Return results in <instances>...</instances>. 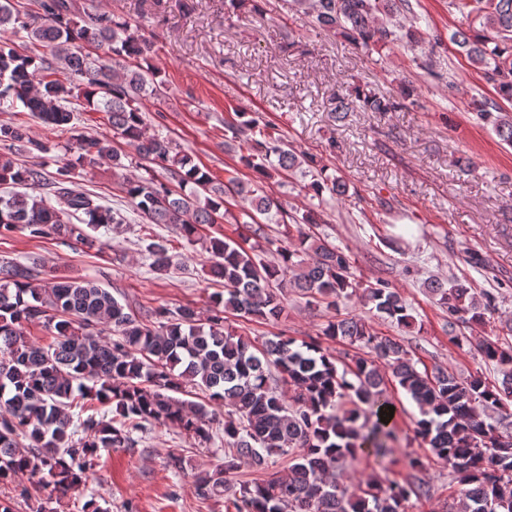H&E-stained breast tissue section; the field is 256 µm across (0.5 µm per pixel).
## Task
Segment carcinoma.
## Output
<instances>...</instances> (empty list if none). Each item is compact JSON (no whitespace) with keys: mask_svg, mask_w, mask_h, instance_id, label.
<instances>
[{"mask_svg":"<svg viewBox=\"0 0 512 512\" xmlns=\"http://www.w3.org/2000/svg\"><path fill=\"white\" fill-rule=\"evenodd\" d=\"M38 11L20 14L11 0H0V31L24 32L49 53H20L0 39V99L17 101L19 111L49 130L69 133L62 166L48 179L40 163L16 162L0 154V234L19 231L34 239L75 238L89 249L98 238L84 231L123 224L125 217L90 193L71 188L79 169L112 165L121 190L146 224H169L189 242L203 241L210 255L208 275L224 284L209 296V315L201 319L190 306L158 308L137 315L94 280L56 278L34 266L0 261V483L47 473L62 494L85 483L88 462L101 448H130L146 424L163 422L200 445L214 440L213 425L224 434V461L198 468L200 495L227 492L236 512H405V503L427 497L419 483L368 480L349 491L336 470L359 459L369 447L378 458L392 452L398 439L395 418L380 421L394 405L387 383L416 404L414 437L430 447L457 475L459 496L443 512H512V433L503 434L494 414L512 400V345L484 338L477 353L496 366L500 379L490 385L479 375L460 381L451 371L421 372L396 339L365 320L341 316V305L357 299L379 320L410 328L415 324L403 297L383 280L365 284L351 272L349 256L310 232L317 223L307 212L291 216L289 244L276 249L277 260L261 257L259 244L238 242L221 230L226 199L250 205L246 216L254 236L264 225L284 220V208L258 185L229 173L215 181L192 156L170 139L146 132L142 100L161 99L165 84L156 69L142 66L152 44L139 28L107 12L78 10L72 0H37ZM319 26L341 34L356 48L405 42L416 46L418 29L399 33L380 22L411 10L410 0H297ZM478 21L456 30L450 40L463 49L496 95L472 98L476 120L491 127L512 147V0H448V11ZM81 95L103 112L112 135L76 133L70 98ZM397 104L356 88L336 97L331 108L341 121L354 110L389 112ZM234 113L224 119V144L258 181L285 178L314 160L298 155L269 132H256L253 119ZM263 136L258 140L255 135ZM136 156L161 168L164 180L129 173L114 139ZM0 142L15 153L46 154L48 142L29 135L21 122L0 125ZM47 186L49 195L35 192ZM316 198L342 197L346 183L317 171L307 185ZM170 240L151 239L150 268L169 269ZM448 312L450 342L468 336L455 326H481L495 312L489 294L459 279L428 285ZM335 312L321 335L354 349L338 367L336 358L316 342L296 343L284 336L261 342L224 326V314L277 321L287 292ZM40 325L54 336L48 346L26 337V326ZM110 331L112 337L103 336ZM191 385L208 392L204 403L172 396ZM115 406L116 419L93 416L92 430L81 435L73 425L76 398ZM224 419H219V415ZM292 456L285 473L269 471L273 456ZM267 473L260 482L236 480L243 467Z\"/></svg>","mask_w":512,"mask_h":512,"instance_id":"carcinoma-1","label":"carcinoma"}]
</instances>
